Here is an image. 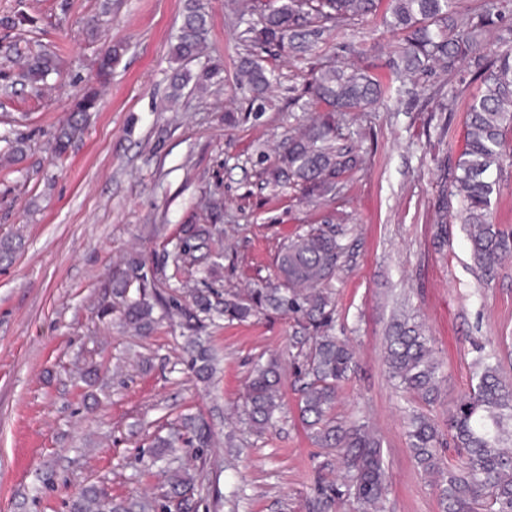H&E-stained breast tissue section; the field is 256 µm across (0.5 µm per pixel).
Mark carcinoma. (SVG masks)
<instances>
[{"instance_id": "obj_1", "label": "carcinoma", "mask_w": 512, "mask_h": 512, "mask_svg": "<svg viewBox=\"0 0 512 512\" xmlns=\"http://www.w3.org/2000/svg\"><path fill=\"white\" fill-rule=\"evenodd\" d=\"M389 25L400 35V46L389 64L400 81L424 72L432 65L448 71L465 67L460 84L480 83V91L466 105L462 147L441 161L445 183L435 205V234L438 242L447 237L448 219L467 225L472 259L480 279L496 276L502 260L512 254V231L493 222L494 196L500 194L503 171L512 166V26L503 24L509 0H476V6L463 9L460 0H388ZM378 0H266L264 6L252 3L244 11L259 13V20L248 29L250 42L261 49L305 54L323 31L343 22L363 19L377 8ZM499 29L496 49L487 52L481 35ZM209 23L205 12L189 3L172 48L173 60L180 64L170 76L171 100L180 98L191 80L181 64L199 57L206 46ZM118 57L107 47L97 57V74L105 78ZM57 71L54 56L42 51L28 56L22 78L36 84ZM276 81L252 55L241 58L238 88L250 94V101L265 104L267 92ZM392 86L383 85L367 70L340 62L316 70L304 89L305 106L315 116L297 135L288 137L279 163L266 171V181L297 191L300 200L315 206L347 182L359 163V154L346 139L345 116L370 112ZM97 93L89 89L71 105L70 114L56 132L52 150L65 156L74 139L82 133L88 113L96 110ZM8 149L0 159L16 164L25 154L20 140H6ZM203 208L208 226L184 224L177 232L173 252L167 254L175 268L195 259L194 253L210 248L224 221V201L215 193L204 194ZM343 229L324 221L311 224L282 245L275 255L277 288H251L247 296L229 293L224 308L216 310L210 291L191 292L193 307L186 308L179 298L161 299L157 288L147 292L143 274L146 262L133 259L129 270L118 271L103 285L104 300L99 315L105 319L115 309L126 326L139 332L151 329L154 304H163L167 313L177 312L193 328L199 315L216 311L229 321H244L267 308L299 315L301 327L313 333L312 343L298 352L303 358L300 374L307 378L299 400L301 421L322 448L337 450L336 462L322 463L324 470L340 473L338 483L320 486V507L331 512L346 501L356 503L362 512H381L388 492L386 471L379 442L365 424L336 418L338 390L353 370L354 352L348 340L331 334L336 302L330 292L338 261L345 247ZM138 280V295L129 296L132 280ZM192 363L196 373L206 377L215 369L209 348L194 342ZM386 369L398 388L412 400L432 405L439 400L442 362L435 356L432 337L416 316L402 313L387 336ZM471 388L449 418L455 447L462 449L460 463L442 467L441 432L437 423L419 410H412L405 429L406 443L417 467L425 474L440 477L442 512H512V382L500 371L495 356L479 352L471 366ZM282 375L277 360L257 361L247 383L245 411L260 432L277 419L282 400ZM185 428L191 448H207L211 435L200 419L188 418ZM170 490L162 500L141 506L143 512H189L188 492L194 483L178 473L168 478ZM120 512L123 506L110 505L95 489L73 504L75 512H100L106 506Z\"/></svg>"}]
</instances>
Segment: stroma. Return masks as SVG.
I'll list each match as a JSON object with an SVG mask.
<instances>
[{"instance_id": "1", "label": "stroma", "mask_w": 512, "mask_h": 512, "mask_svg": "<svg viewBox=\"0 0 512 512\" xmlns=\"http://www.w3.org/2000/svg\"><path fill=\"white\" fill-rule=\"evenodd\" d=\"M200 2L210 32L189 70L217 61L221 72L207 90H185L173 103L171 47L187 0H0V18L14 22L0 26V137L26 146L21 164L0 165V241L24 238L0 262V512H73L94 488L116 502L149 500L170 461L203 480L193 512H318L319 465L334 452L316 445L299 417L292 342L303 330L292 317L269 311L244 322L203 321L196 333L219 358L203 381L191 368L183 318L160 316L144 336L99 320L97 304L100 281L139 252L186 306L190 289L202 286L216 305L258 283L276 287L278 249L297 227L327 216L347 228L332 281L334 332L352 337L357 352L336 414L360 418L378 439L390 482L385 512H442L433 478L407 448L409 404L383 356L392 315L409 301L443 362L441 400L425 409L443 430L469 390L478 347L495 350L512 377V256L482 285L464 224L451 221L445 244L434 239L438 160L456 149L465 120L464 100L450 117L440 104L460 75L435 67L400 97L359 114L349 128L360 155L351 182L307 206L268 184L263 171L306 123L300 93L314 70L345 62L393 80L388 58L399 37L386 6L328 28L306 57L263 55L277 82L258 112L236 84L251 17L237 18L240 0ZM106 43L121 56L100 81L95 58ZM31 47L60 63L38 91L17 82ZM90 87L98 108L65 158L54 159L51 135ZM209 190L224 197V257L205 278L207 250L178 271L166 249ZM262 357L282 362V410L274 428L259 433L243 395ZM188 416L211 429L210 448L201 456L177 448L145 467L143 449Z\"/></svg>"}]
</instances>
